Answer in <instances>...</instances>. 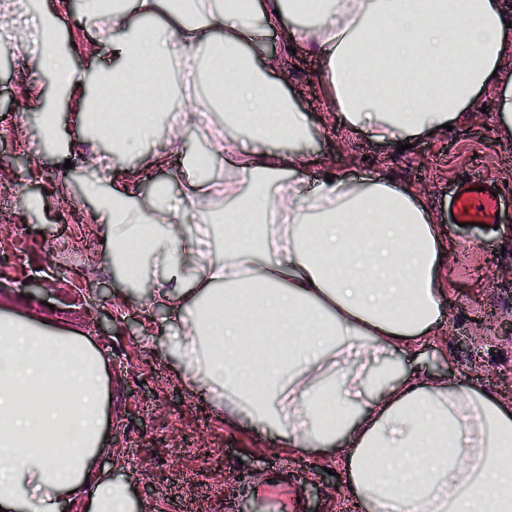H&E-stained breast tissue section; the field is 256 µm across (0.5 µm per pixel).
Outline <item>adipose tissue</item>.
<instances>
[{"instance_id": "1", "label": "adipose tissue", "mask_w": 512, "mask_h": 512, "mask_svg": "<svg viewBox=\"0 0 512 512\" xmlns=\"http://www.w3.org/2000/svg\"><path fill=\"white\" fill-rule=\"evenodd\" d=\"M310 23L289 27L287 0H85L102 21L110 68L98 84L122 99L139 76L171 100L155 118H131L113 156L166 133L186 140L174 108L188 102L165 70L173 48L200 74L224 76L223 255L185 230L189 208L212 203L200 159L187 190L138 193L136 177L97 195L109 245L104 265L135 280L153 273V300L182 319L171 348L187 387L226 420L276 432L295 449L350 440L347 483L364 512H512V409L467 379L405 373L398 358L434 331L444 229L420 193L388 176L356 183L299 149L306 119L276 80L273 32L309 44L350 131L384 148L439 134L493 92L512 138V31L501 0H303ZM35 12L40 63L69 89L85 83L55 43L63 19ZM295 145L283 159L273 142ZM104 368L88 338L0 313V512H132L121 483L88 479L103 445Z\"/></svg>"}]
</instances>
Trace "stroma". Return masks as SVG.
I'll use <instances>...</instances> for the list:
<instances>
[{"label":"stroma","mask_w":512,"mask_h":512,"mask_svg":"<svg viewBox=\"0 0 512 512\" xmlns=\"http://www.w3.org/2000/svg\"><path fill=\"white\" fill-rule=\"evenodd\" d=\"M61 52L88 78L86 93L107 107L95 85L96 66L112 60L101 31L81 11L67 12L56 35ZM269 49L288 68L287 91L309 128L304 147L347 177L368 181L385 174L417 188L443 222L450 251L442 283L445 315L433 336L402 354L405 371L423 378H468L480 390L512 403V141L500 138L489 96L479 113L466 114L450 131L386 152L368 133H349L330 115L321 90L323 60L307 44L288 47L272 35ZM16 101L0 130V166L16 170L0 185V311L46 321L48 330L88 337L107 356L105 444L96 471L132 492L137 512H243L253 499L274 492L268 473L287 467L298 481L289 499L308 512H363L348 487L340 448L297 450L272 432L226 424L224 411L190 392L170 352L182 324L153 318L150 289L130 288L100 262L107 242L93 220L94 199L84 189H110L138 169L131 155L101 170L87 155L108 150L74 116L68 92L32 62L19 69L0 46V101ZM54 112L50 137L44 113ZM208 129L187 126L186 153L168 155L153 169L156 182L184 170L186 154H211ZM484 176L499 185L502 229L449 223L448 196L460 180Z\"/></svg>","instance_id":"stroma-1"}]
</instances>
